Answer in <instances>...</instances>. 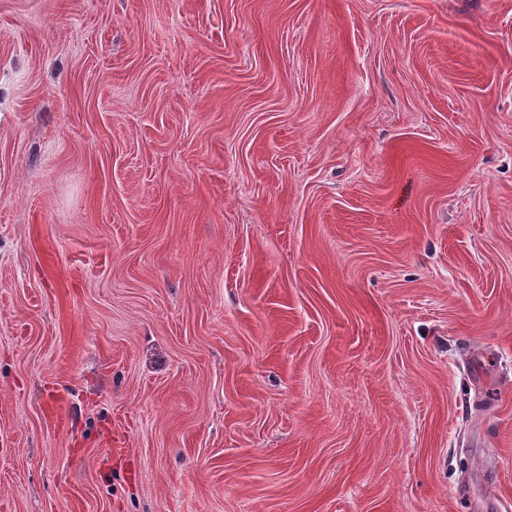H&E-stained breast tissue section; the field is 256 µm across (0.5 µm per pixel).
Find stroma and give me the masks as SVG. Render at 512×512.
I'll return each mask as SVG.
<instances>
[{
  "label": "stroma",
  "instance_id": "35a3bbf8",
  "mask_svg": "<svg viewBox=\"0 0 512 512\" xmlns=\"http://www.w3.org/2000/svg\"><path fill=\"white\" fill-rule=\"evenodd\" d=\"M0 512H512V0H0Z\"/></svg>",
  "mask_w": 512,
  "mask_h": 512
}]
</instances>
